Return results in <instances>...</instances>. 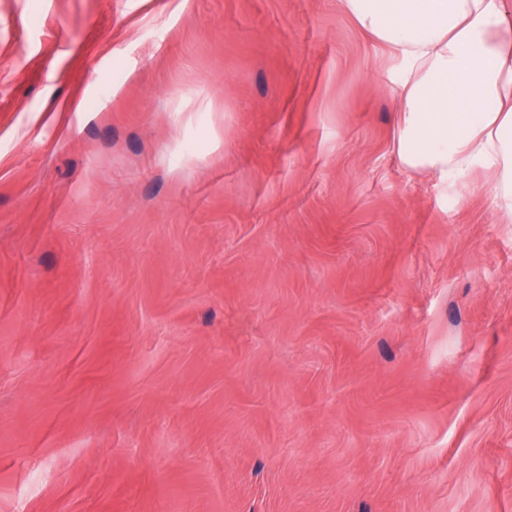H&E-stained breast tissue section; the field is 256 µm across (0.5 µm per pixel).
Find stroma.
I'll return each mask as SVG.
<instances>
[{
	"label": "stroma",
	"mask_w": 512,
	"mask_h": 512,
	"mask_svg": "<svg viewBox=\"0 0 512 512\" xmlns=\"http://www.w3.org/2000/svg\"><path fill=\"white\" fill-rule=\"evenodd\" d=\"M401 73L337 0H0V512H512V223Z\"/></svg>",
	"instance_id": "obj_1"
}]
</instances>
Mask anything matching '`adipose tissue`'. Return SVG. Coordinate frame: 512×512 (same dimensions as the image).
<instances>
[{"label": "adipose tissue", "mask_w": 512, "mask_h": 512, "mask_svg": "<svg viewBox=\"0 0 512 512\" xmlns=\"http://www.w3.org/2000/svg\"><path fill=\"white\" fill-rule=\"evenodd\" d=\"M405 68L397 152L441 182L479 166L512 215V16L506 0H340Z\"/></svg>", "instance_id": "adipose-tissue-1"}]
</instances>
